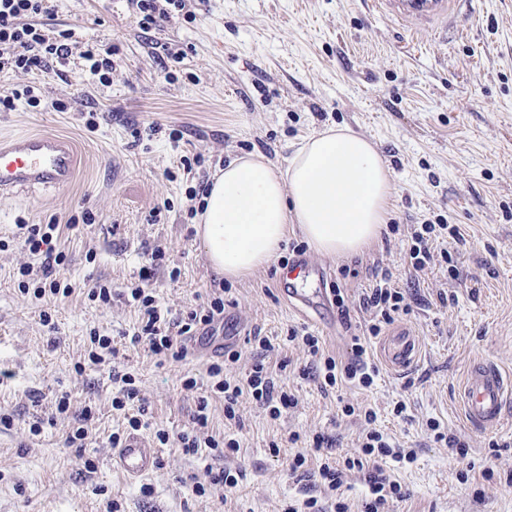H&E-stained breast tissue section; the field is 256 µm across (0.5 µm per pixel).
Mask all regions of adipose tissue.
Segmentation results:
<instances>
[{"label":"adipose tissue","mask_w":512,"mask_h":512,"mask_svg":"<svg viewBox=\"0 0 512 512\" xmlns=\"http://www.w3.org/2000/svg\"><path fill=\"white\" fill-rule=\"evenodd\" d=\"M392 200L377 147L331 127L308 137L287 168L259 153L230 161L202 198L196 230L217 275L242 279L275 260L294 225L318 254H362L379 241Z\"/></svg>","instance_id":"adipose-tissue-1"}]
</instances>
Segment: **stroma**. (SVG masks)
<instances>
[{"mask_svg": "<svg viewBox=\"0 0 512 512\" xmlns=\"http://www.w3.org/2000/svg\"><path fill=\"white\" fill-rule=\"evenodd\" d=\"M189 9V18L146 32L130 0H56L54 14L39 22L70 30L69 63L0 73V96L29 86L41 95L39 107L20 99L0 110V135L57 134L78 157L68 187L0 197V417L10 419L0 424V512H285L289 500L320 493L312 474L289 472V458L302 449L289 434L321 432L336 458L354 455L362 427L343 415L347 403L372 407L376 428L414 456L387 462L403 491L388 512H512V400L489 429L470 426L459 403L469 366L487 362L512 376V0H473L471 19L451 37L413 32L371 13L367 0H191ZM101 42L116 49L106 86L79 57ZM152 42L172 44L183 62L164 70ZM55 101L66 111H54ZM92 110L99 126L91 132ZM150 125L155 134L144 135ZM331 127L371 140L392 170V227L350 259L305 249L350 309L344 319L330 303L311 322L282 292L288 250L231 282L208 267L190 191L202 174L250 153L287 166L300 141ZM175 129L184 132L177 142ZM198 154L204 164L184 172L181 157ZM86 213L92 223L68 227L70 216ZM22 222L59 223L57 245L69 258L60 275L74 287L70 297L48 302L19 291L17 272L34 261L15 238ZM426 223L458 225L462 239L443 241L451 262L438 257L418 272L407 250L413 225ZM157 247L166 253L152 282L162 310L178 313L225 287V332L238 336L241 355L233 375L261 359L286 365L285 386L297 404L281 419L244 395L241 424L229 425L223 398L209 390L208 359L162 363L147 346L127 344L139 312L119 291ZM380 274L407 294L412 311L392 327L415 338L418 358L393 372L381 363V339H373L379 375L372 389L323 391L288 331L308 327L330 354L350 360L349 339L363 322L359 302ZM99 281L111 283V303L89 299ZM46 308L49 327L39 317ZM94 330L112 337L119 353L87 367ZM257 334L277 339L278 349L261 356L249 342ZM116 372L134 378L147 441L160 428L191 430L204 396L208 435L236 438L237 453L187 455L162 445L152 474L127 479L110 464L109 438L127 426L112 407ZM189 376L197 380L191 390L183 386ZM62 392L70 398L64 415L55 406ZM400 400L406 409L398 416ZM88 404L96 419L81 447L67 446ZM433 419L465 455L433 440ZM220 468L239 471L235 487L211 484L209 470Z\"/></svg>", "mask_w": 512, "mask_h": 512, "instance_id": "1", "label": "stroma"}]
</instances>
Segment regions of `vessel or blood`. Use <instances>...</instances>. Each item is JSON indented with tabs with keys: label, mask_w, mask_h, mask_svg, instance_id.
Wrapping results in <instances>:
<instances>
[{
	"label": "vessel or blood",
	"mask_w": 512,
	"mask_h": 512,
	"mask_svg": "<svg viewBox=\"0 0 512 512\" xmlns=\"http://www.w3.org/2000/svg\"><path fill=\"white\" fill-rule=\"evenodd\" d=\"M373 13L417 30L442 33L456 26L468 0H368ZM77 157L72 144L59 136L31 132L0 138V195L37 186L65 188L75 176ZM312 272L306 259L289 264L286 276L294 281L290 298L301 307L314 309L324 302L322 289L304 287ZM225 342L212 336L189 337L185 349L191 356H219ZM418 355V344L408 333L389 336L381 357L394 371L409 369ZM512 398V378L490 364H477L462 383V410L466 421L485 428L499 424L503 408ZM158 450L140 435H130L122 447L113 449L112 461L130 477H141L157 466Z\"/></svg>",
	"instance_id": "obj_1"
}]
</instances>
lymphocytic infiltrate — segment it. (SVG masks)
Here are the masks:
<instances>
[{
  "instance_id": "obj_1",
  "label": "lymphocytic infiltrate",
  "mask_w": 512,
  "mask_h": 512,
  "mask_svg": "<svg viewBox=\"0 0 512 512\" xmlns=\"http://www.w3.org/2000/svg\"><path fill=\"white\" fill-rule=\"evenodd\" d=\"M53 10L51 0H0V73L42 70L50 63L67 58L70 52L69 32L60 31L50 35L34 22L35 17L49 15ZM57 231L58 227L54 224H22L18 227V237L39 261L38 266L20 268L18 288L22 293L33 294L38 300L48 296L65 298L73 292L71 284L61 281L59 277L66 263V255L56 246ZM164 257L163 250L154 249L141 266L137 280L124 288L123 293L142 315L140 326L131 335V344L147 345L161 360L178 361L185 354L184 338L213 326L223 316L224 299L213 295L206 302L179 315H162L149 286ZM360 305L368 316L367 333L354 337L353 360L349 364H342L326 353L318 336L294 329L289 332V341H301L315 358L322 387L333 388L343 382H354L362 388H370L378 373L369 360L370 340L378 337L383 326L391 324L397 314L410 311L404 293L385 276L363 295ZM209 374L215 379L216 391L224 395V418L228 422H238L236 405L239 396L245 393L264 407L274 420L295 405L294 396L278 386L275 372L264 363H257L241 381L225 377L224 368L219 364L211 365ZM343 412L357 417L365 426L360 455L337 463L330 452L328 438L318 433L312 439L310 454H296L289 467L296 471L304 468L309 459H317V475L328 491L333 492L341 486L344 472L373 465L374 470L368 476L372 498L367 502L365 512H385L389 498L401 493L400 485L390 480L383 469L376 465L377 459L391 455V444L387 437L376 430L374 423L377 415L372 408L348 404Z\"/></svg>"
}]
</instances>
